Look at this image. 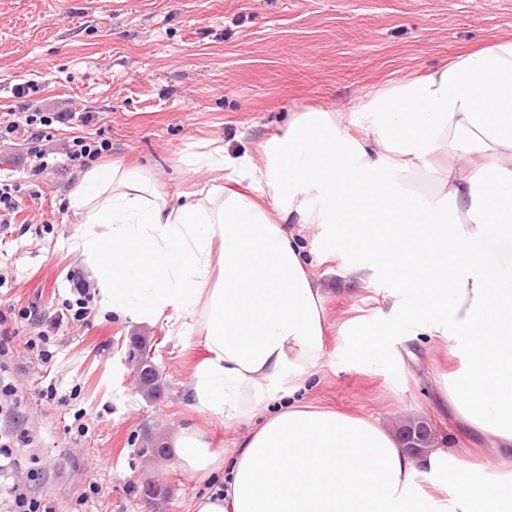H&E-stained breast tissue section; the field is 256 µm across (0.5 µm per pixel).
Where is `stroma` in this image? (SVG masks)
Instances as JSON below:
<instances>
[{
  "instance_id": "obj_1",
  "label": "stroma",
  "mask_w": 512,
  "mask_h": 512,
  "mask_svg": "<svg viewBox=\"0 0 512 512\" xmlns=\"http://www.w3.org/2000/svg\"><path fill=\"white\" fill-rule=\"evenodd\" d=\"M512 34V0H0V113L16 103L14 84L34 81L29 106L89 113L88 125L47 127L52 155L26 199L24 223L0 235V348L11 362L0 382L18 391L27 454L14 477L35 512H186L207 482L189 476L174 452L183 427L205 430L211 448L232 453L250 425L224 424L198 411L189 376L203 349L162 324L102 314L92 278L72 242L67 199L79 167L62 151L74 136L109 140L108 161L145 170L172 193L202 182L191 161L213 145L236 157L256 153L310 108L354 111L391 83L426 74L449 58ZM350 254L314 264L327 290L326 357L301 397L389 429L428 422L449 451L480 442L436 403L448 354L436 339L398 324L401 363L365 368L350 354L343 323L369 326L392 285L390 272L350 279ZM90 293L82 321L60 322L75 305L72 279ZM36 306L38 324L18 316ZM46 334L54 357L35 341ZM146 337L162 392L138 389L128 357ZM56 398L41 399L39 383ZM165 458L141 453L145 436ZM157 497L145 503L144 483Z\"/></svg>"
}]
</instances>
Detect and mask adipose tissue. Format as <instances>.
Here are the masks:
<instances>
[{"mask_svg":"<svg viewBox=\"0 0 512 512\" xmlns=\"http://www.w3.org/2000/svg\"><path fill=\"white\" fill-rule=\"evenodd\" d=\"M439 156L446 167L419 192L411 175ZM205 166L173 198L118 163L84 171L68 195L102 310L198 338L197 410L255 423L229 458L182 430V470L217 480L189 512H512V279L483 260L488 239H512V34L353 115L298 113L255 155L214 147ZM312 227L327 251L360 253L355 277L391 272V312L369 335L401 320L459 359L440 398L494 462L439 446L416 456L374 418L300 402L326 355L327 290L299 246Z\"/></svg>","mask_w":512,"mask_h":512,"instance_id":"adipose-tissue-1","label":"adipose tissue"}]
</instances>
